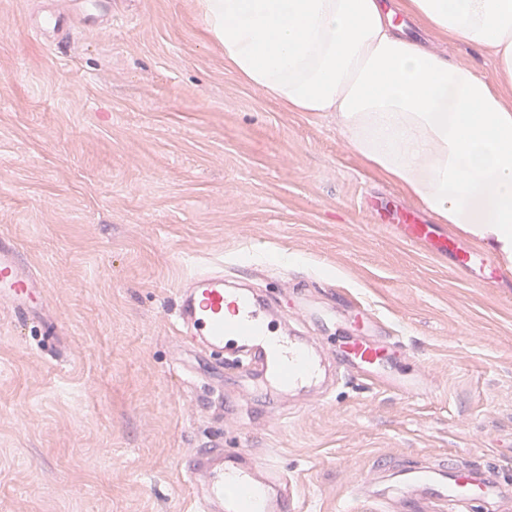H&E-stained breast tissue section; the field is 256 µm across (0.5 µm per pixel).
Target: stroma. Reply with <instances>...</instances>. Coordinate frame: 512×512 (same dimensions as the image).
I'll return each mask as SVG.
<instances>
[{
	"label": "stroma",
	"instance_id": "obj_1",
	"mask_svg": "<svg viewBox=\"0 0 512 512\" xmlns=\"http://www.w3.org/2000/svg\"><path fill=\"white\" fill-rule=\"evenodd\" d=\"M74 16L66 43L41 16ZM449 61L494 60L411 25ZM415 200L330 115L246 85L195 0H0V233L46 286L51 328L0 307V512H193L182 463L264 449L302 512H370L377 464L450 457L512 475V271L477 285L378 210ZM306 284L407 341L432 393L361 382L282 418L219 416L172 325L196 271Z\"/></svg>",
	"mask_w": 512,
	"mask_h": 512
}]
</instances>
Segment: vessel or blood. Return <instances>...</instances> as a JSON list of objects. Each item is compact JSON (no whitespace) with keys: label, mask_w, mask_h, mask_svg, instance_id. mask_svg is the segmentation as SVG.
I'll return each instance as SVG.
<instances>
[{"label":"vessel or blood","mask_w":512,"mask_h":512,"mask_svg":"<svg viewBox=\"0 0 512 512\" xmlns=\"http://www.w3.org/2000/svg\"><path fill=\"white\" fill-rule=\"evenodd\" d=\"M397 228L409 243L448 256L454 269L490 285L500 267L478 245L443 232L414 211L402 209ZM45 290L9 237H0V304L39 317ZM175 322L197 363L211 373L210 392L228 413L282 415L332 398L344 381H360L423 398L422 376L404 377L395 366L410 358L403 337L363 306L312 303L304 290L286 299L223 272L193 274L178 290ZM182 474L195 512H298L299 493L277 464L254 448L223 441L199 449ZM356 497L380 512H512V478L496 466L456 459L408 460L375 468L356 484Z\"/></svg>","instance_id":"b4317fda"}]
</instances>
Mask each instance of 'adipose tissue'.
Here are the masks:
<instances>
[{
	"label": "adipose tissue",
	"mask_w": 512,
	"mask_h": 512,
	"mask_svg": "<svg viewBox=\"0 0 512 512\" xmlns=\"http://www.w3.org/2000/svg\"><path fill=\"white\" fill-rule=\"evenodd\" d=\"M208 40L291 112H332L347 145L444 224L512 262V0H398L488 50L492 78L402 35L382 0H197Z\"/></svg>",
	"instance_id": "ef3b65f1"
}]
</instances>
